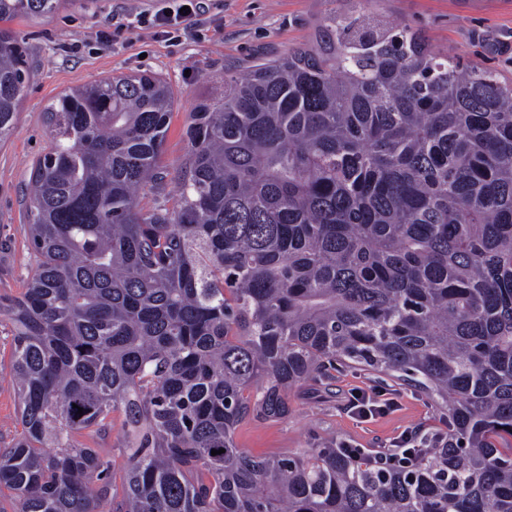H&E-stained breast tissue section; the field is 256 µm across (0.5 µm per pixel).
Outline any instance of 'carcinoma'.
Returning a JSON list of instances; mask_svg holds the SVG:
<instances>
[{
    "label": "carcinoma",
    "mask_w": 512,
    "mask_h": 512,
    "mask_svg": "<svg viewBox=\"0 0 512 512\" xmlns=\"http://www.w3.org/2000/svg\"><path fill=\"white\" fill-rule=\"evenodd\" d=\"M67 0H0V143L31 75L12 28ZM326 39L224 74L160 189L175 99L113 75L59 95L32 167L25 291L0 298L21 432L0 512H512V80L408 29ZM363 367L424 392L448 435L402 459L334 441L237 448L288 391ZM83 414H78V408ZM223 450L213 455L211 450ZM122 415L118 412L112 414V427L105 436L96 439L93 444L87 438H80L84 443H88L95 448H102V454L108 457L113 463L114 472V493H117L118 499L121 494V468L124 463V453L122 449Z\"/></svg>",
    "instance_id": "obj_1"
}]
</instances>
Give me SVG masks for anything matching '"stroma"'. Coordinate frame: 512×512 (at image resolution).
Listing matches in <instances>:
<instances>
[{"label":"stroma","mask_w":512,"mask_h":512,"mask_svg":"<svg viewBox=\"0 0 512 512\" xmlns=\"http://www.w3.org/2000/svg\"><path fill=\"white\" fill-rule=\"evenodd\" d=\"M164 0H70L42 21H18L32 62L31 79L10 139L0 146V296L17 297L35 259L28 247L27 187L32 164L49 133L46 106L62 92L121 73L165 77L176 104L159 164L164 192L142 190L140 208L174 206L187 151L186 131L197 105L212 99L225 70L242 74L263 59L312 44L326 18L350 10L349 0H213L199 26L170 40L139 26L137 16ZM361 11L418 33L429 47L462 62L512 77V0H362ZM111 32L101 46L102 32ZM11 326L0 323V447L20 432L17 398L9 369ZM394 402L388 413L366 421L349 411L354 393ZM287 418L238 427L235 442L247 453L282 456L326 439L355 448L390 447L407 433L448 429V418L426 396L397 381L379 383L369 372L340 367L328 384L306 383L288 393Z\"/></svg>","instance_id":"35a3bbf8"}]
</instances>
